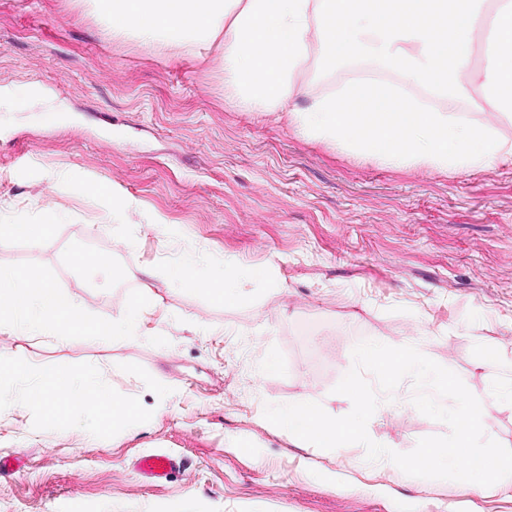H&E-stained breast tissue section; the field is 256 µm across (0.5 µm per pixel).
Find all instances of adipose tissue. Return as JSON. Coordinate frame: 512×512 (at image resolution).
<instances>
[{"mask_svg":"<svg viewBox=\"0 0 512 512\" xmlns=\"http://www.w3.org/2000/svg\"><path fill=\"white\" fill-rule=\"evenodd\" d=\"M117 39L149 51H216L224 89L245 112L274 117L307 140L330 144L391 166L448 170L512 163V140L484 123L427 110L400 97L386 80L351 79L304 109L293 107L304 60L323 66L364 62L396 71L439 97L482 91L484 103L512 117V0H96ZM493 33L491 50L472 68L475 33ZM142 308L98 323L86 302L46 280L0 267V334L17 330L59 340L82 333L106 340L141 334ZM23 386L25 402L52 420L95 415L103 424L131 419L126 402L110 398L95 374L33 371L0 363V381Z\"/></svg>","mask_w":512,"mask_h":512,"instance_id":"ef3b65f1","label":"adipose tissue"}]
</instances>
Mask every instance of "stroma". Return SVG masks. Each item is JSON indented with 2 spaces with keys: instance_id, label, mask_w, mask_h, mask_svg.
I'll return each instance as SVG.
<instances>
[{
  "instance_id": "35a3bbf8",
  "label": "stroma",
  "mask_w": 512,
  "mask_h": 512,
  "mask_svg": "<svg viewBox=\"0 0 512 512\" xmlns=\"http://www.w3.org/2000/svg\"><path fill=\"white\" fill-rule=\"evenodd\" d=\"M357 74L298 76L294 103ZM116 189L135 215L113 212ZM21 223L49 231L12 236ZM0 236V267L98 321L149 302L132 340L0 338L10 361L101 372L136 415L53 422L0 390V454L24 458L0 477V512H512L506 495L364 464L359 444L299 447L263 416L300 399L342 414L358 343L412 345L483 394L486 437L512 448L503 375L478 363L486 345L512 364V165L362 162L240 111L219 64L113 40L89 0H0ZM191 256L203 288L170 284ZM255 266L235 302L208 291ZM413 392L403 380L371 439L405 453L447 434ZM151 451L180 461L172 481L135 469Z\"/></svg>"
}]
</instances>
